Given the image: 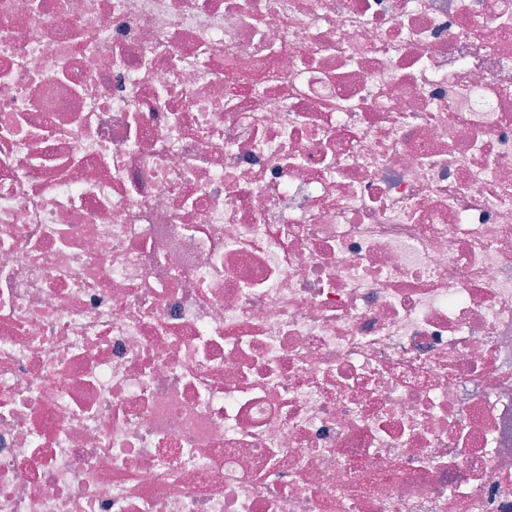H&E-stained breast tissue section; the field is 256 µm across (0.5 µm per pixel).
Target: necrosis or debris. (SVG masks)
Returning a JSON list of instances; mask_svg holds the SVG:
<instances>
[{
    "mask_svg": "<svg viewBox=\"0 0 512 512\" xmlns=\"http://www.w3.org/2000/svg\"><path fill=\"white\" fill-rule=\"evenodd\" d=\"M0 512H512V0H0Z\"/></svg>",
    "mask_w": 512,
    "mask_h": 512,
    "instance_id": "4bbe7bcc",
    "label": "necrosis or debris"
}]
</instances>
